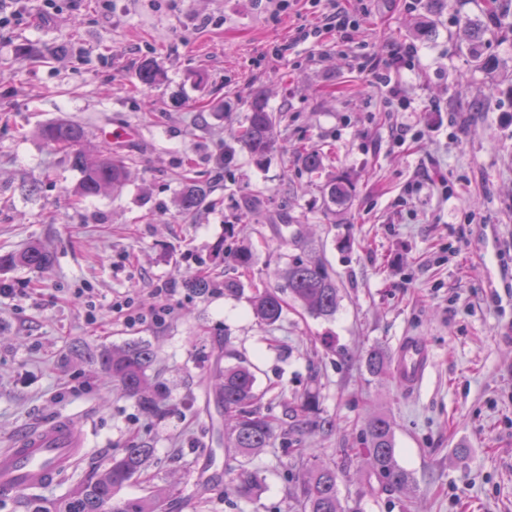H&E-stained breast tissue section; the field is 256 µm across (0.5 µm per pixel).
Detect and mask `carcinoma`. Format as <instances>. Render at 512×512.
Returning <instances> with one entry per match:
<instances>
[{
	"label": "carcinoma",
	"instance_id": "carcinoma-1",
	"mask_svg": "<svg viewBox=\"0 0 512 512\" xmlns=\"http://www.w3.org/2000/svg\"><path fill=\"white\" fill-rule=\"evenodd\" d=\"M487 20L483 28L475 30L470 22L464 23L467 32V50L474 62L484 68L493 65L489 57L483 56L481 43L486 35L495 33L496 17L499 16L497 0L487 4ZM247 125L240 132L236 145L224 147L223 161H228L237 152L248 153L256 163H262L269 154L287 146L278 135L280 120L267 110L266 101L259 95L253 97L251 109L246 117ZM39 136L46 146L65 152L72 166L81 173L75 194L80 199L98 196L106 188L121 186L128 176V166L122 158L112 154L93 152L87 148L88 135L85 127L73 120L61 119L44 125ZM302 166L310 171L322 167L328 154L321 149L299 145L295 148ZM324 193L333 202L344 203L350 197V183L339 179L326 186ZM208 189L185 177L180 199V213L184 218L192 216L207 203ZM223 257L248 272L253 266V254L247 246L228 247ZM52 266V254L48 247L34 242L17 253L0 255V270L26 268L46 271ZM291 297L303 309L317 317H331L339 306L338 288L326 268L317 264L293 262L282 273ZM214 286L213 280L200 271L190 277L186 287L203 293ZM282 298L273 291H264L254 297L253 313L268 326L274 325L282 313ZM79 355L103 376L112 381L138 409L146 414L158 416L167 399L163 384L150 375L156 353L144 342L127 343L120 347L84 349ZM365 368L369 374L379 376L390 368L389 355L378 348L368 351ZM213 375L219 383L215 386V402L224 416L228 429L224 434V447L228 451L244 456L254 455L271 447L276 440L288 446V432L277 430L272 414V403H263L255 390V374L243 361L221 366L216 360ZM318 393L306 391L294 403L293 415L299 424L309 421L318 413ZM364 452L381 488L390 491H405L412 486L410 474L398 463L394 448V426L385 414L368 418L363 427ZM155 449L148 445H131L112 454L104 469L93 479L77 485L69 495L55 503L47 504L38 495L23 498L25 512H161L160 503L152 498L129 499L114 503L116 493L134 476L140 474L154 457ZM261 485L256 477L240 474L234 486L236 495L249 500L258 495ZM291 496L299 512H343L337 489L336 469L315 462L306 464L304 473L297 478Z\"/></svg>",
	"mask_w": 512,
	"mask_h": 512
}]
</instances>
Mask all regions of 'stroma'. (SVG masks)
I'll return each mask as SVG.
<instances>
[{
	"label": "stroma",
	"mask_w": 512,
	"mask_h": 512,
	"mask_svg": "<svg viewBox=\"0 0 512 512\" xmlns=\"http://www.w3.org/2000/svg\"><path fill=\"white\" fill-rule=\"evenodd\" d=\"M326 6L300 0L272 20L263 0H27L0 28V254L33 241L53 252L49 271L0 272L11 289L0 296V450L68 415L90 454L67 484L146 442L154 458L117 497L159 490L163 512H295L290 491L309 461L335 467L346 512H512V6L482 43L491 69L471 63L457 24L484 20L486 0H445L426 39L424 8L364 0L353 43L332 31L293 41ZM408 43L415 66L391 72L405 95L391 102L362 59ZM147 59L151 84L139 76ZM257 93L283 113L287 144L331 149L322 169L282 150L260 165L241 151L223 166ZM62 117L94 146L133 131L112 144L131 164L121 188L70 202L81 174L38 135ZM189 160L217 205L185 219ZM340 177L352 189L343 207L322 193ZM228 243L251 247L250 284L225 293L235 270L223 263L215 288H186ZM296 261L335 276V316L290 303L274 325L259 323L255 288L281 290L278 270ZM404 336L436 356L416 393L364 364ZM129 341L157 354L162 415L139 411L72 352ZM227 342L272 397L280 430H295L290 448L225 456L207 365ZM309 387L333 431L296 427L288 407ZM379 412L394 422L408 491L383 490L357 453ZM245 470L262 481L251 502L232 490Z\"/></svg>",
	"instance_id": "35a3bbf8"
}]
</instances>
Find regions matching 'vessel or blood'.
Instances as JSON below:
<instances>
[{"label": "vessel or blood", "mask_w": 512, "mask_h": 512, "mask_svg": "<svg viewBox=\"0 0 512 512\" xmlns=\"http://www.w3.org/2000/svg\"><path fill=\"white\" fill-rule=\"evenodd\" d=\"M434 362L435 353L423 338H401L392 357L397 385L407 392L420 391ZM83 452V433L72 418L61 416L43 423L0 453V492L19 495L44 488L71 468Z\"/></svg>", "instance_id": "b4317fda"}]
</instances>
